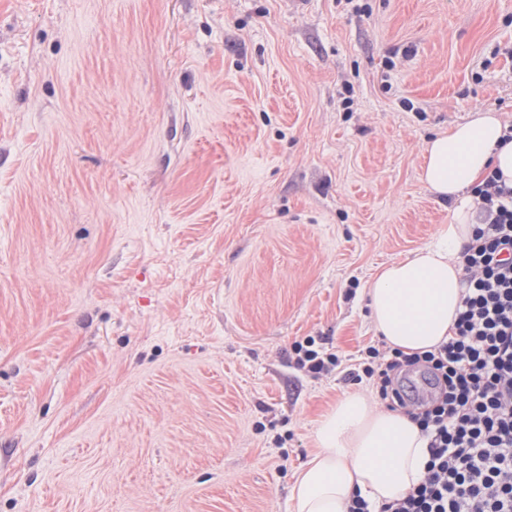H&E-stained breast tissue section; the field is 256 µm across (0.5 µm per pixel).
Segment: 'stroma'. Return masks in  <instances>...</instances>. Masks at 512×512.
Wrapping results in <instances>:
<instances>
[{"label": "stroma", "instance_id": "obj_1", "mask_svg": "<svg viewBox=\"0 0 512 512\" xmlns=\"http://www.w3.org/2000/svg\"><path fill=\"white\" fill-rule=\"evenodd\" d=\"M512 0H0V512H289L451 223L436 133L512 124Z\"/></svg>", "mask_w": 512, "mask_h": 512}]
</instances>
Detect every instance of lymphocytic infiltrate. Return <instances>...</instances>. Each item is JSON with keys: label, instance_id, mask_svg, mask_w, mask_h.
Masks as SVG:
<instances>
[{"label": "lymphocytic infiltrate", "instance_id": "f902f5d3", "mask_svg": "<svg viewBox=\"0 0 512 512\" xmlns=\"http://www.w3.org/2000/svg\"><path fill=\"white\" fill-rule=\"evenodd\" d=\"M476 193L480 222L447 342L413 354L370 345L351 369L315 337L292 348L297 369L374 383L428 440L418 485L377 509L354 495L348 512H512V186L495 172Z\"/></svg>", "mask_w": 512, "mask_h": 512}]
</instances>
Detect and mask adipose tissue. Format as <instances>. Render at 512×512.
<instances>
[{"instance_id":"1","label":"adipose tissue","mask_w":512,"mask_h":512,"mask_svg":"<svg viewBox=\"0 0 512 512\" xmlns=\"http://www.w3.org/2000/svg\"><path fill=\"white\" fill-rule=\"evenodd\" d=\"M511 127L499 113L476 111L426 144L422 179L452 203L453 216L429 243L383 265L367 284L372 325L389 348L422 353L452 335L475 190L493 171L512 184ZM312 441L309 461L294 474L290 512H347L357 494L376 507L392 502L418 484L428 458L417 424L380 407L366 390L346 393L317 422Z\"/></svg>"}]
</instances>
